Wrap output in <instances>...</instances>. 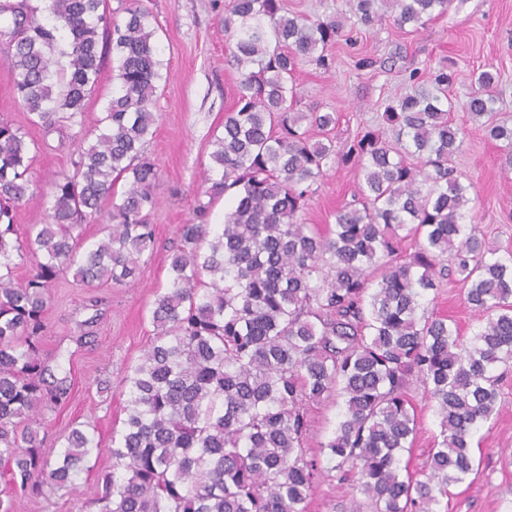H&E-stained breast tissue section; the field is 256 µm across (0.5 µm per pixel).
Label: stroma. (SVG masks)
<instances>
[{
  "label": "stroma",
  "instance_id": "stroma-1",
  "mask_svg": "<svg viewBox=\"0 0 512 512\" xmlns=\"http://www.w3.org/2000/svg\"><path fill=\"white\" fill-rule=\"evenodd\" d=\"M228 0H106L105 13L123 19L126 7L139 5L150 14L156 44L163 62L154 110L155 132L146 150L155 159L160 176V199L150 215L156 235L136 279L124 287H93L61 275L53 290L45 349L56 373L69 376L71 396L61 406L46 411L49 451H59L73 428L87 430L95 449L76 478L74 493L57 491L48 498L25 499L19 512H95L89 501L97 480L108 471L113 436L126 418V396L121 380L129 363L136 361L154 331L150 306L157 289L169 277L170 250L180 225L192 223L198 203H211L210 221H224L225 201L210 198L205 172L213 141L223 132L224 114L235 101L239 73L230 59V38L224 30ZM351 44L332 48L335 63L323 70L303 64L293 76L302 110L336 115L333 134L338 142L352 139L364 128L378 130L384 138L393 132L381 120L384 105L414 92L411 70L429 72L447 65L455 73L448 88L454 108L452 119L467 130L455 156L463 182L472 186L476 224L495 247L512 251V169L505 167L498 142L486 137L481 122L463 111L462 104L485 67L500 72L494 91L499 120L512 125V0H453L448 11L419 29L393 24L357 27ZM0 118L26 125L37 149L28 174L34 199L17 214L20 230L48 220V209L37 194L46 181L72 173L71 160L79 146V128L67 125L52 134L27 126L25 111L13 92L6 64L0 62ZM362 179L356 168L334 167L316 186L302 214L303 223L324 228L333 224L337 209L351 200ZM99 306H92V299ZM435 312L448 316L462 336L478 327L464 302L462 283L441 289L433 303ZM92 320L94 340L75 341L80 325ZM500 388L502 408L494 422L482 426L474 437L473 451L480 462L475 478L452 488L440 512H512V363L504 366ZM110 383L99 392L98 381ZM410 394L421 408L422 428L410 460L411 470L426 465L438 433V422L425 404L421 386ZM338 406L322 403L310 411L307 454L316 463V482L308 512H352L359 494L351 485L338 484L332 466L319 445L336 425Z\"/></svg>",
  "mask_w": 512,
  "mask_h": 512
}]
</instances>
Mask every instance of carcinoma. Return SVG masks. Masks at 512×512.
Returning a JSON list of instances; mask_svg holds the SVG:
<instances>
[{"mask_svg":"<svg viewBox=\"0 0 512 512\" xmlns=\"http://www.w3.org/2000/svg\"><path fill=\"white\" fill-rule=\"evenodd\" d=\"M42 2L0 0V17L10 19L0 30L4 63L28 122L47 135L62 120L77 126L83 146L73 173L42 192L49 222L22 235L16 216L33 199V157L23 126L0 119V462L10 471L0 512L76 491L93 440L74 428L53 457L40 438L44 411L71 390L43 354L52 290L71 268L86 284L135 279L158 202L146 143L162 63L149 13L129 7L104 35V0ZM382 2L348 0L347 21L383 24ZM450 4L394 0L391 18L419 28ZM224 30L240 79L208 172L210 196L229 194L230 204L216 228L207 203L179 228L151 308L155 336L123 378L127 419L92 504L98 512H307L315 479L308 411L333 401L339 420L321 448L336 481H353L369 512H437L475 471L472 437L498 415L494 371L512 360V252L478 230L470 185L452 166L466 137L449 118L452 73L442 67L431 88L385 106L395 141L365 128L338 147L328 136L334 113L300 110L291 81L304 63L332 67L343 23L290 16L284 0H230ZM107 50L118 85L87 129L84 102ZM475 83L464 109L484 119L512 163V126L494 111L495 76L483 70ZM334 165L358 167L363 183L321 233L299 217ZM88 220L103 224L104 236L80 254ZM23 257L32 269L18 280ZM452 274L478 316L468 340L425 303ZM414 382L439 427L421 480L402 464L420 425Z\"/></svg>","mask_w":512,"mask_h":512,"instance_id":"1","label":"carcinoma"}]
</instances>
